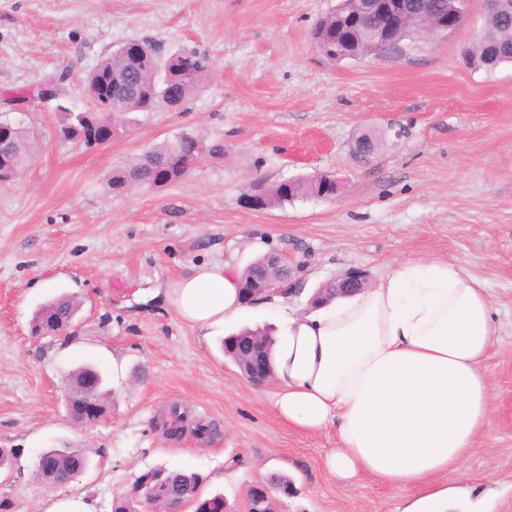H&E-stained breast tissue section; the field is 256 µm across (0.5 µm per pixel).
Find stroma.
Masks as SVG:
<instances>
[{"label":"stroma","mask_w":512,"mask_h":512,"mask_svg":"<svg viewBox=\"0 0 512 512\" xmlns=\"http://www.w3.org/2000/svg\"><path fill=\"white\" fill-rule=\"evenodd\" d=\"M337 0H0V119L38 133L33 164L0 186V512H45L59 498L112 512L140 475L165 466L206 476L205 493L243 507L256 475L282 472L297 497L278 512H395L403 490L364 477L341 484L324 465L336 430L279 421L271 386L225 358L229 330L183 321L166 294L198 264L246 268L284 254L300 289L290 306L350 268L370 278L406 259L441 258L483 281L496 344L485 362L491 426L449 481L498 491L512 512V64L464 54L484 24L469 0L454 32H420L380 56L336 62L312 38ZM193 51L207 78L184 112H127L102 146L58 134L57 103L84 106L83 73L129 41ZM60 102L9 97L63 67ZM189 133L202 153L182 181L113 194L115 165ZM371 136L375 150L353 154ZM332 176L331 199L254 210L249 185ZM66 293L72 333L35 337L34 311ZM96 364L110 414L75 424L68 376ZM81 448L89 470L61 486L35 472L48 448Z\"/></svg>","instance_id":"1"}]
</instances>
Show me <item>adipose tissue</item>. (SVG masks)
<instances>
[{
	"instance_id": "1",
	"label": "adipose tissue",
	"mask_w": 512,
	"mask_h": 512,
	"mask_svg": "<svg viewBox=\"0 0 512 512\" xmlns=\"http://www.w3.org/2000/svg\"><path fill=\"white\" fill-rule=\"evenodd\" d=\"M241 277L230 265H201L168 301L202 330L258 309L281 316L272 406L297 428L335 427L331 475L402 487L398 512H486L468 485L444 479L491 424L483 364L495 329L482 281L438 258L410 259L302 315L281 292L244 301Z\"/></svg>"
}]
</instances>
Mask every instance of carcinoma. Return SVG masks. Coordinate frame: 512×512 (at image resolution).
Masks as SVG:
<instances>
[{
    "label": "carcinoma",
    "mask_w": 512,
    "mask_h": 512,
    "mask_svg": "<svg viewBox=\"0 0 512 512\" xmlns=\"http://www.w3.org/2000/svg\"><path fill=\"white\" fill-rule=\"evenodd\" d=\"M412 11L409 16L412 30L425 26L421 17V6L436 7L447 0H408ZM319 49L331 56L336 45L355 46L360 41V30L348 28L336 22V17L327 15L318 20L312 32ZM471 66L492 71L498 66L512 63V0H505V9L485 16L483 32L468 50ZM208 69L206 58L195 52H175L162 59L151 42L142 41V49L125 54L118 48L101 58L83 76L87 101L92 111H97L101 102L112 105L115 112H159L176 109L184 111L202 77ZM70 77V70L63 69L37 89V96L52 95L59 98L57 85ZM62 114L61 136L70 141L90 144V135L108 138L103 132H92L88 126L87 113L73 106L59 104ZM10 136L7 141V167L0 171V184L14 182L12 174L23 171L33 157L37 146V133L20 124L7 123ZM195 136L182 134L165 140L140 156L115 167L110 177V188L116 194L140 189H160L185 179L193 168L191 160L199 153ZM248 197L254 207L264 209L290 199L283 184L275 186L254 185ZM78 303L69 296H60L40 306L32 319V335H37L53 319H63L73 324ZM182 489L186 500L201 496L205 477L197 472H186L159 467L143 474L137 490L143 492L139 498H123L112 503V512H141L144 492L164 483Z\"/></svg>",
    "instance_id": "cac0c4a2"
}]
</instances>
